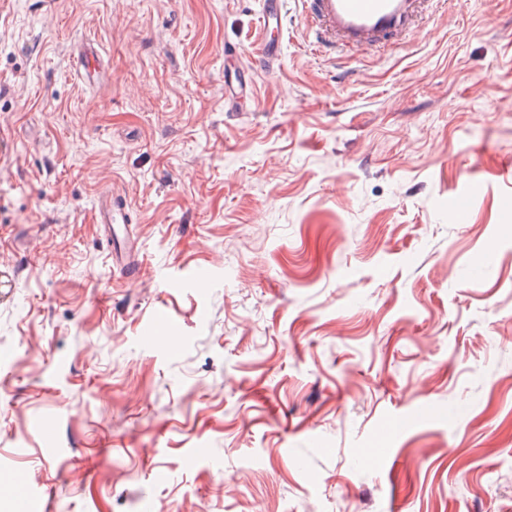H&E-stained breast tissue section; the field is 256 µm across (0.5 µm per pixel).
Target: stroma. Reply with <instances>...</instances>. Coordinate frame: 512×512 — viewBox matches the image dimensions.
<instances>
[{
	"mask_svg": "<svg viewBox=\"0 0 512 512\" xmlns=\"http://www.w3.org/2000/svg\"><path fill=\"white\" fill-rule=\"evenodd\" d=\"M261 9L0 0V477L47 512H512V0L353 58L288 0L262 69ZM74 69L78 78L87 84H95L105 71V63L96 44L88 41L78 51L74 60ZM98 220L100 224H129L131 219L128 212L120 202H113L112 198L106 200L105 203L98 204Z\"/></svg>",
	"mask_w": 512,
	"mask_h": 512,
	"instance_id": "obj_1",
	"label": "stroma"
}]
</instances>
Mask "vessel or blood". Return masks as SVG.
I'll use <instances>...</instances> for the list:
<instances>
[{
	"instance_id": "1",
	"label": "vessel or blood",
	"mask_w": 512,
	"mask_h": 512,
	"mask_svg": "<svg viewBox=\"0 0 512 512\" xmlns=\"http://www.w3.org/2000/svg\"><path fill=\"white\" fill-rule=\"evenodd\" d=\"M302 25L314 49L338 48L359 51L381 48L394 38L407 35L425 0H300ZM78 78L96 83L105 71L104 60L94 42H86L74 60ZM103 224H126L130 217L119 202L98 206Z\"/></svg>"
}]
</instances>
